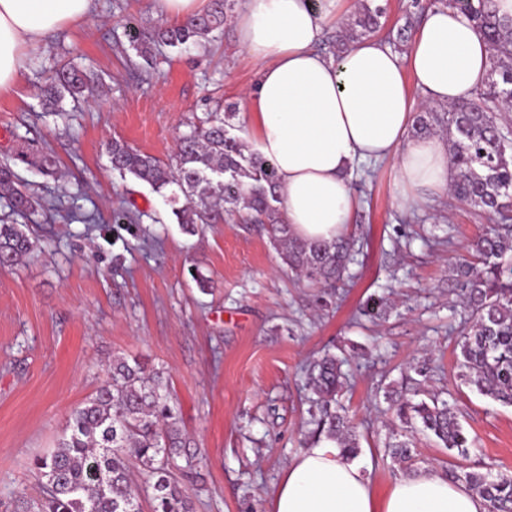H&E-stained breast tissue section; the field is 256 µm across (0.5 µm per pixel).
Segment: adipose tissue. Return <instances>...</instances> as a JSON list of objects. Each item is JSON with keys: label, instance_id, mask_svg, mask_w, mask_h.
<instances>
[{"label": "adipose tissue", "instance_id": "ef3b65f1", "mask_svg": "<svg viewBox=\"0 0 512 512\" xmlns=\"http://www.w3.org/2000/svg\"><path fill=\"white\" fill-rule=\"evenodd\" d=\"M342 0H243L235 15L239 44L259 63L245 115L251 152L273 161L292 233L333 241L352 222L351 183L364 162L394 160L397 199L425 207L457 178L448 141L411 135L422 105L475 99L493 53L457 9L425 11L405 52L368 37L341 56L316 49ZM92 0H0V93L11 91L29 53L63 26L88 19ZM411 70L421 98L407 89ZM266 512H488L486 501L432 469L397 478L378 494L335 440L302 450L285 469Z\"/></svg>", "mask_w": 512, "mask_h": 512}]
</instances>
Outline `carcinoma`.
Returning <instances> with one entry per match:
<instances>
[{
    "mask_svg": "<svg viewBox=\"0 0 512 512\" xmlns=\"http://www.w3.org/2000/svg\"><path fill=\"white\" fill-rule=\"evenodd\" d=\"M233 0H211V7L186 22L159 29L140 42L143 57L152 43L173 47L206 46L203 39L221 29ZM433 6L458 9L473 23L478 35L496 50L484 88L477 98L440 112H419L415 131L440 128L451 135L450 161L458 170L452 186L455 199L485 213L494 221L469 245L470 257L457 264L448 287L464 309L456 343L457 377L480 394L512 406V122L498 112L512 105V16L499 13L497 0H431ZM386 8L375 0H361L355 18L336 41L346 44L378 33ZM84 70L64 65L41 89L44 105L56 111L67 96L78 98L90 89ZM112 168L149 183L160 192L176 187L169 196L173 214L185 232L211 224L221 213L245 222L268 225V233L283 263L309 282L337 286L353 261L354 242L347 236L333 242H308L293 236L279 202V177L273 162L247 148L230 134L224 114L210 112L179 137L171 163L114 141L107 150ZM16 159L52 173L53 152L22 144ZM183 205H178L179 197ZM0 198L9 201L24 218L35 214L39 199L18 187L11 165L0 164ZM33 251L23 225L0 224V267L18 264ZM341 360L326 354L307 372L315 398L308 410L311 443L322 437L355 457L359 442L346 407L339 399L343 387ZM422 382L403 378L404 390L385 391L403 438L386 442L388 455L400 465L415 460V434L435 437L442 447L464 457L471 441L460 417L437 394L420 395ZM138 464L144 484L152 490V512H193L185 480L200 479L194 454L187 449L181 421L171 404L162 373L137 360L112 358L108 380L70 415L69 424L53 451L34 460L42 480L38 512H142L141 492L132 479ZM448 475L464 480L489 506V512H512V476L496 479L475 473Z\"/></svg>",
    "mask_w": 512,
    "mask_h": 512,
    "instance_id": "obj_1",
    "label": "carcinoma"
}]
</instances>
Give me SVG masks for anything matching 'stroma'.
Listing matches in <instances>:
<instances>
[{
  "instance_id": "1",
  "label": "stroma",
  "mask_w": 512,
  "mask_h": 512,
  "mask_svg": "<svg viewBox=\"0 0 512 512\" xmlns=\"http://www.w3.org/2000/svg\"><path fill=\"white\" fill-rule=\"evenodd\" d=\"M166 24L156 0H94L91 17L48 36L15 92L0 95V162L47 205H72L64 219L48 208L34 216V252L0 269V512L41 497L34 458L55 448L116 355L164 373L200 459L194 512H264L308 430L304 370L327 351L345 360L341 401L377 492L405 474L385 454L393 414L383 393L413 365L460 410L472 441L463 460L418 435L417 468L512 475V406L458 379L460 308L448 292L488 217L450 198L399 208L392 162L361 164L349 226L360 249L332 291L292 273L259 226L224 217L186 234L163 193L113 170L106 145L169 160L190 121L219 107L245 137L258 72L229 21L205 49L161 45L139 57L136 36ZM63 64L93 71L99 89L49 113L39 88ZM25 140L56 153L60 176L16 160ZM196 271L210 277L208 292ZM372 298L386 301V317L361 316Z\"/></svg>"
}]
</instances>
